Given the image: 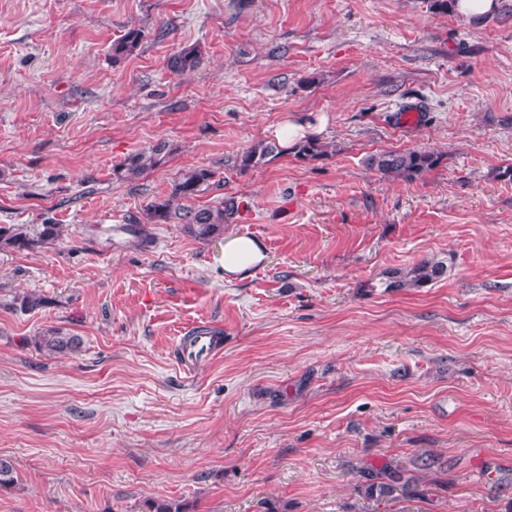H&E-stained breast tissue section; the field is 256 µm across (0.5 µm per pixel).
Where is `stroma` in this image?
Returning <instances> with one entry per match:
<instances>
[{
    "label": "stroma",
    "instance_id": "obj_1",
    "mask_svg": "<svg viewBox=\"0 0 512 512\" xmlns=\"http://www.w3.org/2000/svg\"><path fill=\"white\" fill-rule=\"evenodd\" d=\"M189 45L201 64L171 73ZM322 116L328 156L234 169ZM160 141L165 167L113 182ZM413 149L443 161L365 164ZM510 165L512 0L479 22L427 0H0V224L63 230L0 250V512H512ZM197 167L215 177L192 206L237 197L225 233L263 246L244 278L223 239L126 230ZM432 256L445 278L388 287ZM30 292L48 305L11 308ZM196 327L224 350L187 374ZM49 329L79 348L39 351ZM397 463L415 495L359 492ZM144 30L139 27L128 28L124 34L112 43V59L119 62L133 53L141 46ZM442 154L430 150L384 151L371 154L366 165L381 177L414 179L437 168Z\"/></svg>",
    "mask_w": 512,
    "mask_h": 512
}]
</instances>
